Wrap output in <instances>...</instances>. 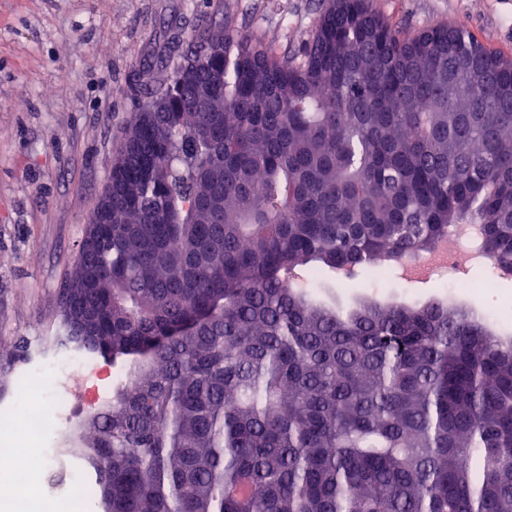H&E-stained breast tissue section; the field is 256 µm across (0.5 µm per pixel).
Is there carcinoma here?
Returning <instances> with one entry per match:
<instances>
[{"mask_svg": "<svg viewBox=\"0 0 512 512\" xmlns=\"http://www.w3.org/2000/svg\"><path fill=\"white\" fill-rule=\"evenodd\" d=\"M164 71L58 299L55 348L123 366L55 453L104 512H512V338L288 279L383 282L451 224L512 265V58L326 0L298 54L227 26Z\"/></svg>", "mask_w": 512, "mask_h": 512, "instance_id": "1", "label": "carcinoma"}]
</instances>
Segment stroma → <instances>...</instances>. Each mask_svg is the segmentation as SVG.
<instances>
[{"mask_svg":"<svg viewBox=\"0 0 512 512\" xmlns=\"http://www.w3.org/2000/svg\"><path fill=\"white\" fill-rule=\"evenodd\" d=\"M407 31L469 15L512 57V0H374ZM323 0H0V336L48 344L90 214L157 55L232 23L298 51ZM155 79L162 71L153 70Z\"/></svg>","mask_w":512,"mask_h":512,"instance_id":"obj_1","label":"stroma"}]
</instances>
